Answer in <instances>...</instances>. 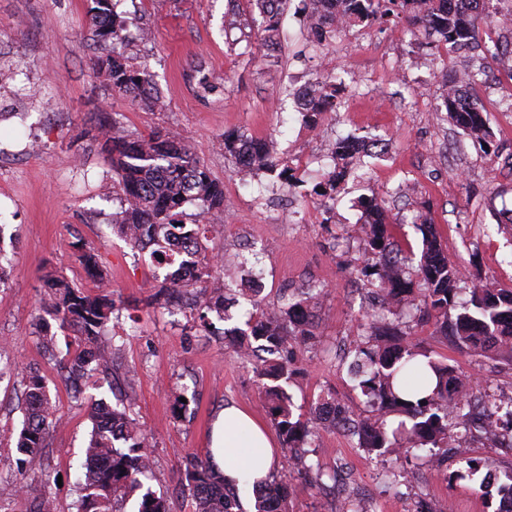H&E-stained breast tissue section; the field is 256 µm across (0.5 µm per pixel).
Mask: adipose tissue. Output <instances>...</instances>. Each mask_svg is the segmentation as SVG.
<instances>
[{
	"label": "adipose tissue",
	"mask_w": 512,
	"mask_h": 512,
	"mask_svg": "<svg viewBox=\"0 0 512 512\" xmlns=\"http://www.w3.org/2000/svg\"><path fill=\"white\" fill-rule=\"evenodd\" d=\"M209 451L228 482L250 491L257 480L268 476L275 460L266 425L233 404L226 405L214 420Z\"/></svg>",
	"instance_id": "ef3b65f1"
}]
</instances>
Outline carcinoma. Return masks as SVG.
I'll return each mask as SVG.
<instances>
[{
	"mask_svg": "<svg viewBox=\"0 0 512 512\" xmlns=\"http://www.w3.org/2000/svg\"><path fill=\"white\" fill-rule=\"evenodd\" d=\"M89 2L96 42L112 43V53L97 57L93 69L104 74L113 92L152 105L160 103L152 75L134 63L137 44L124 34L126 21L115 12L113 0ZM338 5L344 23L350 26L370 27L387 22L392 15L406 13L413 21V37L418 43L443 46L450 51L479 42L476 19L485 10V0H456L453 8L448 7V0H338ZM256 6L267 19L265 31L274 32L288 0H256ZM309 11L321 31L319 43L330 44L336 38V15L323 0H309ZM483 54L502 65L512 58V44L506 47L494 40L484 44ZM485 76L484 65L467 61L460 77L467 92H457L454 85H449L444 107L455 127L490 146L493 130L486 112L471 93ZM318 88V98L303 110L313 127L319 125L336 99V77L327 76L318 82ZM99 133L108 146L112 175L122 192L119 211L112 217L117 232L133 249L154 247L157 263L176 264L179 258L171 257L166 250L165 232L171 224L180 225L187 242L199 247L198 275L193 283L163 280L165 301L192 311V321L199 327L210 325L209 314L213 312L224 317L226 296L221 288L213 289L203 301L182 302L190 288L206 291L213 272L204 247L208 227L184 223L183 206L198 201L208 212L224 211V184L212 178L188 146L171 133L157 131L135 137L119 121L107 118L100 120ZM224 154L237 162L245 160L253 173L273 171L280 165L262 139L226 136ZM332 161L334 167L326 172L325 185L334 191L353 166L347 141H336ZM362 208L365 222L359 225L360 240L365 250L375 256L363 274L382 295L379 307L367 316L372 344L358 345L344 358L348 375L366 397L362 406L340 407L350 420L345 431L358 437L360 447L384 449L397 460L410 448L440 450L448 447L452 437L466 438L476 412L497 434L511 435L512 408L506 410V420H501V405L465 389L454 366L416 350L401 330L398 308L408 304L416 293L415 308L433 323L435 335L448 337L457 347L475 355L512 361V288L476 284L467 292L465 301H458L464 273L448 259L435 225L418 217L422 250L416 270L410 273L405 271L402 246L389 222L385 201L368 198L362 201ZM74 247L91 277L104 282L106 274L98 255L78 243ZM45 287L46 312L78 342L74 356L62 364L64 380L77 397L84 375L92 370H110L112 349L101 338L112 323L115 306L111 294H86L58 276H46ZM324 292L323 285L303 288L288 296L281 307L255 312L247 322L249 332L242 334L235 347L242 359L254 357L257 349L269 354L261 359V376L266 379L261 394L288 462L276 480L257 493L256 512H288L294 480L315 469L306 448L313 421L295 417L287 386L295 363L293 348L316 342L310 313ZM254 341L259 348L252 347ZM430 373L435 377V386L431 393L421 396L419 392ZM25 399L16 451L22 455L20 462L25 469L38 472L43 467L42 450L47 447L50 427L57 420L56 404L35 373L28 376ZM88 412L92 422L86 447L88 464L77 483L76 512H117L116 504L134 495L139 496L138 512H169L166 499L144 490L143 479L150 472V444L136 420L126 408L114 407L102 399L88 403ZM187 482L196 512H238L236 501L224 489V477L208 461H195ZM21 490L45 506L55 505L43 478L22 484Z\"/></svg>",
	"mask_w": 512,
	"mask_h": 512,
	"instance_id": "carcinoma-1",
	"label": "carcinoma"
}]
</instances>
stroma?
Here are the masks:
<instances>
[{"label":"stroma","instance_id":"stroma-1","mask_svg":"<svg viewBox=\"0 0 512 512\" xmlns=\"http://www.w3.org/2000/svg\"><path fill=\"white\" fill-rule=\"evenodd\" d=\"M116 11L128 35L142 28L152 33L140 43L135 63L151 72L162 107L112 92L94 73L101 51L87 0H0V95L26 78L46 92L24 103L23 117L0 118V224L14 234L13 266L0 285V358L31 368L56 399L61 420L49 432L46 466L62 480L51 488L57 512H70L76 497L91 429L86 399L112 392L148 436L153 465L147 487L167 499L170 512H195L185 472L206 458L216 415L234 403L268 417L253 364L240 359L224 336L243 327L253 284L261 285L268 308L314 283L328 290L316 307L317 341L299 353L289 383L297 413L308 414L311 403L327 394L341 404L362 401L338 359L367 341L363 315L375 302V287L360 274L372 260L356 229L363 199L387 201L409 258L420 257L421 234L412 224L419 212L436 225L466 284L512 288V229L496 223L498 212L512 209V169L506 166L512 159V75L488 62L489 79L473 91L495 134L496 154L489 157L439 110L459 53L418 46L406 18L383 28L347 29L319 52L305 0H290L271 43L252 0H118ZM331 71L343 80L338 104L307 136L295 92ZM202 74L210 93L197 88ZM103 113L135 135H177L224 184V211L210 216L215 229L206 247L223 256L244 286L234 290L225 319L214 320L211 332H200L157 301L163 270L149 254L133 253L110 227L120 188L98 134ZM231 132L266 140L296 170L304 156L347 136L384 138L387 150L362 157L366 178L347 177L326 204L309 176L300 188L265 172L239 181L224 156V136ZM284 202L308 212V219L285 220L279 211ZM77 241L98 254L121 315L112 369L85 379L82 402L58 366L74 355L76 343L56 332V358L48 360L38 327L47 273L98 291L76 257ZM405 330L431 357L454 365L473 392L512 396V361L463 353L434 335L429 322L413 320ZM23 390L21 377H0V512L34 508L20 491L24 478L10 437ZM311 447L324 475L342 468L352 489H371L370 512H403L404 504L422 498L436 512H491L498 486L483 485V475L512 472V450L488 445L480 434L449 442L440 465L429 449H411L402 462L409 477L399 485L386 477L391 454L367 452L343 430H319ZM470 458L480 460V474L454 479Z\"/></svg>","mask_w":512,"mask_h":512}]
</instances>
